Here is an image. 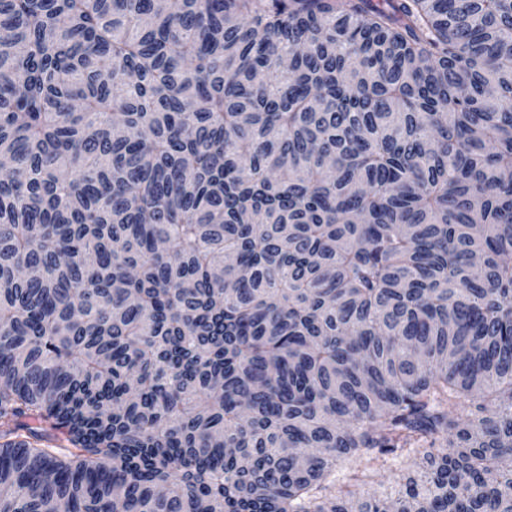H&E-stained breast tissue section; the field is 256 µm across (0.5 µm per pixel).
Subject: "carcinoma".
I'll list each match as a JSON object with an SVG mask.
<instances>
[{
    "mask_svg": "<svg viewBox=\"0 0 512 512\" xmlns=\"http://www.w3.org/2000/svg\"><path fill=\"white\" fill-rule=\"evenodd\" d=\"M0 157V512H512V0H0ZM413 459L404 460V462H398L392 466L381 468L379 465H375L373 468L364 471V463L352 464L344 466L338 472V477L342 481L345 476L357 472L361 477V481L358 482V486L351 487V489H357L358 492L364 495L373 494L374 492L380 491L383 488L395 484L397 482H404L402 478L407 475V472L413 465Z\"/></svg>",
    "mask_w": 512,
    "mask_h": 512,
    "instance_id": "cac0c4a2",
    "label": "carcinoma"
}]
</instances>
